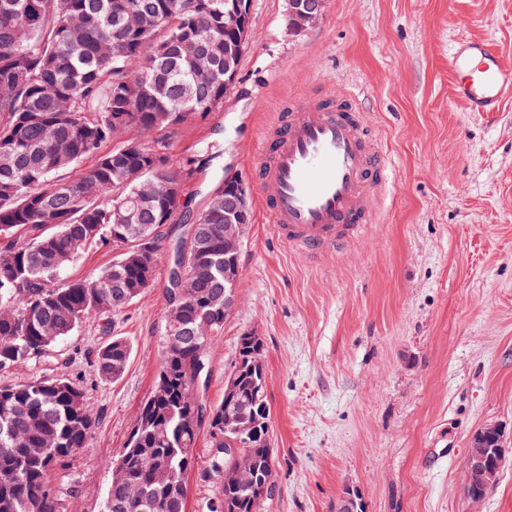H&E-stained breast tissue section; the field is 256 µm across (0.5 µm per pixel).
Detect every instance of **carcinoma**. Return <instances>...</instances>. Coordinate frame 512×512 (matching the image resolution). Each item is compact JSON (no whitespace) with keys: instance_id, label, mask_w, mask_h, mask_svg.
<instances>
[{"instance_id":"obj_1","label":"carcinoma","mask_w":512,"mask_h":512,"mask_svg":"<svg viewBox=\"0 0 512 512\" xmlns=\"http://www.w3.org/2000/svg\"><path fill=\"white\" fill-rule=\"evenodd\" d=\"M224 0H0V372L40 367L0 384V512H63L77 492L67 462L96 416L87 389L50 368L56 345L82 324L122 314L155 275L162 227L185 220L192 161L138 134L204 120L224 102ZM117 146L106 151L109 142ZM239 197L214 194L193 218L185 282L166 289L165 345L126 447L110 462L103 512H186L196 441L208 426L205 471L232 467L209 512H261L280 487L270 437L261 339L239 338L235 393L196 417L211 374L208 347L224 328V288L239 258L224 252V218ZM125 249L98 273L67 280L89 248ZM130 347L99 348L93 371L119 379Z\"/></svg>"}]
</instances>
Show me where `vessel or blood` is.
Instances as JSON below:
<instances>
[{
  "label": "vessel or blood",
  "mask_w": 512,
  "mask_h": 512,
  "mask_svg": "<svg viewBox=\"0 0 512 512\" xmlns=\"http://www.w3.org/2000/svg\"><path fill=\"white\" fill-rule=\"evenodd\" d=\"M448 66L453 94L472 112H495L512 93V66L486 39H463ZM255 178L274 236L316 259L374 223L389 191L388 158L349 101H300L268 123Z\"/></svg>",
  "instance_id": "b4317fda"
}]
</instances>
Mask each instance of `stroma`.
Instances as JSON below:
<instances>
[{"mask_svg":"<svg viewBox=\"0 0 512 512\" xmlns=\"http://www.w3.org/2000/svg\"><path fill=\"white\" fill-rule=\"evenodd\" d=\"M286 0H253L238 80L202 121L145 134L172 163L196 162L199 213L224 183H245L251 224L238 304L209 348L210 403L263 343L281 494L262 512H336L345 489L364 512H512V96L471 112L452 94L448 55L485 38L512 65V0H327L313 26L286 25ZM355 94L392 158L394 190L355 241L313 262L264 224L254 155L271 114L302 98ZM187 224H169L150 288L113 322L83 324L57 348L59 371L97 415L70 467L64 512H101L109 461L125 447L165 342V288ZM123 337L124 374L104 383L93 350ZM499 426L507 448L481 502L465 487L473 435Z\"/></svg>","mask_w":512,"mask_h":512,"instance_id":"obj_1","label":"stroma"}]
</instances>
